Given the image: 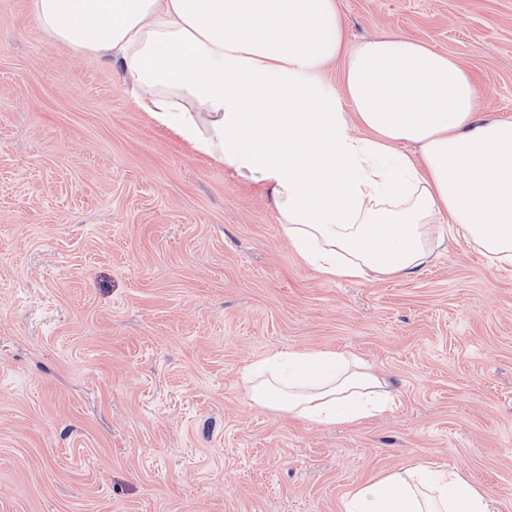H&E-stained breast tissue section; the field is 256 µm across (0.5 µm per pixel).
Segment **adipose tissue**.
<instances>
[{"instance_id": "1", "label": "adipose tissue", "mask_w": 512, "mask_h": 512, "mask_svg": "<svg viewBox=\"0 0 512 512\" xmlns=\"http://www.w3.org/2000/svg\"><path fill=\"white\" fill-rule=\"evenodd\" d=\"M45 35L120 70L160 126L267 193L283 237L330 277L418 273L444 228L512 266V120L478 112L448 55L400 33L349 45L339 0H32ZM342 61V91L321 79ZM414 145V153L400 144ZM262 407L317 425L389 410L388 380L333 350L248 369ZM343 512H496L456 469L416 464Z\"/></svg>"}]
</instances>
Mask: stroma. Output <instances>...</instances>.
Returning <instances> with one entry per match:
<instances>
[{
	"label": "stroma",
	"instance_id": "35a3bbf8",
	"mask_svg": "<svg viewBox=\"0 0 512 512\" xmlns=\"http://www.w3.org/2000/svg\"><path fill=\"white\" fill-rule=\"evenodd\" d=\"M0 0V512H342L375 475L459 469L512 512V269L462 238L420 273L331 278L271 198L140 112L122 76ZM512 118V0H340ZM335 350L391 411L324 427L244 375Z\"/></svg>",
	"mask_w": 512,
	"mask_h": 512
}]
</instances>
